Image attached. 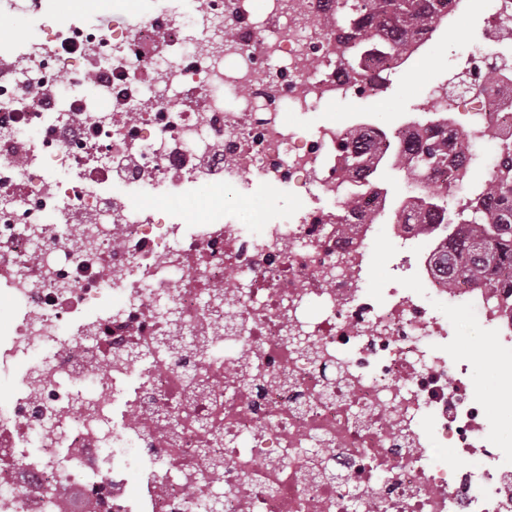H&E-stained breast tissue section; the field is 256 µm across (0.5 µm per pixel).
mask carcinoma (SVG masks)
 <instances>
[{
    "label": "carcinoma",
    "mask_w": 512,
    "mask_h": 512,
    "mask_svg": "<svg viewBox=\"0 0 512 512\" xmlns=\"http://www.w3.org/2000/svg\"><path fill=\"white\" fill-rule=\"evenodd\" d=\"M331 22L325 32L326 53L336 67L345 68L353 80L372 88L383 86L387 70L380 62L415 43L448 15L450 0H329ZM448 134L414 132L406 145L387 152V144L357 131L339 144L336 188L346 174L364 178L374 173V161L388 157L391 166L406 173L407 191L416 193L415 211H395L393 224H434L450 226L447 246L434 257L439 276L450 288L462 283H483L512 288V144L498 146L499 164L490 182L479 192L459 185L454 194L468 203L448 210V186L439 175L450 162ZM339 217L359 212L365 224L377 223L376 209L362 208L351 195L340 198Z\"/></svg>",
    "instance_id": "cac0c4a2"
}]
</instances>
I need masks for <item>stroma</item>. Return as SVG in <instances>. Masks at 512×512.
<instances>
[{
  "label": "stroma",
  "mask_w": 512,
  "mask_h": 512,
  "mask_svg": "<svg viewBox=\"0 0 512 512\" xmlns=\"http://www.w3.org/2000/svg\"><path fill=\"white\" fill-rule=\"evenodd\" d=\"M483 26L480 10H470L452 30L436 32L426 48L407 61L402 72L391 75L384 88H367L347 99L325 103L323 109L328 119L345 122L358 115H367L379 126L389 129L403 119L420 117L419 106L431 88L446 83L478 47ZM305 201L296 185L289 183L251 198L241 197L234 191L225 193L224 210L227 219L237 223L249 210L262 211L269 221L277 222L297 211ZM373 244L367 286L378 292L388 287L394 278L396 239L389 225H380ZM447 312L450 319L461 322L464 342L471 347L469 357L475 389L486 412L492 420L499 422L500 436L512 443V411L504 409L499 401L500 371L492 361L479 354L480 348L491 346L492 340L486 329L469 316L466 307L451 305Z\"/></svg>",
  "instance_id": "35a3bbf8"
}]
</instances>
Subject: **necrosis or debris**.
Wrapping results in <instances>:
<instances>
[{
  "instance_id": "4bbe7bcc",
  "label": "necrosis or debris",
  "mask_w": 512,
  "mask_h": 512,
  "mask_svg": "<svg viewBox=\"0 0 512 512\" xmlns=\"http://www.w3.org/2000/svg\"><path fill=\"white\" fill-rule=\"evenodd\" d=\"M283 3L123 0L104 29L68 0H0L42 30L0 39V378L18 383L0 404V512H204L219 492L224 512H512V448L437 306L512 347V297L447 289L434 229L393 225L417 288L377 295L375 225L311 205L189 224L152 203L335 191L351 125L289 116L355 87L324 62L316 0ZM510 11L483 0L468 70L499 56ZM449 111L475 141L512 137V93Z\"/></svg>"
}]
</instances>
